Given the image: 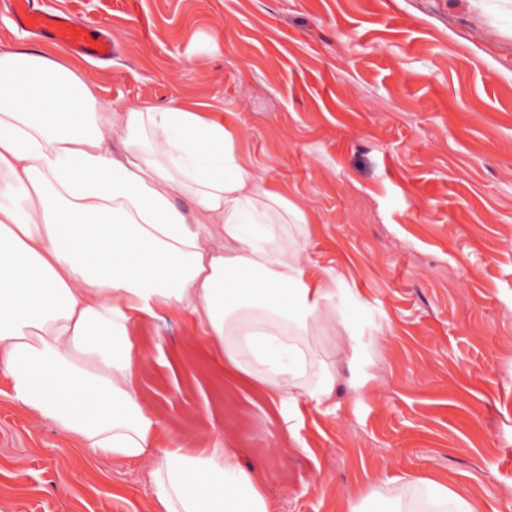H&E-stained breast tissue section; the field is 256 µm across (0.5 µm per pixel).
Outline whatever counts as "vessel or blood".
I'll use <instances>...</instances> for the list:
<instances>
[{
	"instance_id": "1",
	"label": "vessel or blood",
	"mask_w": 512,
	"mask_h": 512,
	"mask_svg": "<svg viewBox=\"0 0 512 512\" xmlns=\"http://www.w3.org/2000/svg\"><path fill=\"white\" fill-rule=\"evenodd\" d=\"M11 9L20 28L45 34L73 52L98 60L112 56V42L104 36H92L89 30L66 17L36 8L34 0H11Z\"/></svg>"
}]
</instances>
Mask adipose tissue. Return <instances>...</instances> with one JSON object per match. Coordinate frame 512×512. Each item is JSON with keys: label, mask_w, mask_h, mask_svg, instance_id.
<instances>
[{"label": "adipose tissue", "mask_w": 512, "mask_h": 512, "mask_svg": "<svg viewBox=\"0 0 512 512\" xmlns=\"http://www.w3.org/2000/svg\"><path fill=\"white\" fill-rule=\"evenodd\" d=\"M309 234L222 124L183 107L120 112L48 54L0 52V376L80 447L148 461L155 512L277 509L230 449L164 437L133 384L136 323L177 310L280 410L330 406L357 346L336 313L342 276L300 262ZM346 512L482 507L405 476Z\"/></svg>", "instance_id": "1"}]
</instances>
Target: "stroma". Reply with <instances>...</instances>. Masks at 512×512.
I'll return each instance as SVG.
<instances>
[{
  "label": "stroma",
  "instance_id": "stroma-1",
  "mask_svg": "<svg viewBox=\"0 0 512 512\" xmlns=\"http://www.w3.org/2000/svg\"><path fill=\"white\" fill-rule=\"evenodd\" d=\"M112 39L101 61L24 31L111 107H186L314 223L308 275L347 279L358 357L332 407L284 417L184 314L137 329L167 431L263 471L279 512H344L375 479L512 488V0H36ZM0 378V512H151L149 464L75 447Z\"/></svg>",
  "mask_w": 512,
  "mask_h": 512
}]
</instances>
